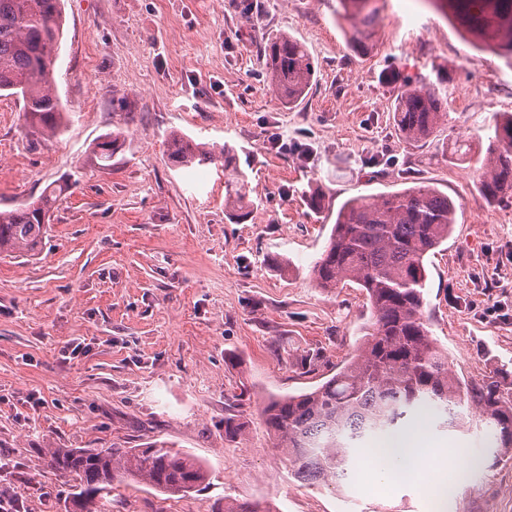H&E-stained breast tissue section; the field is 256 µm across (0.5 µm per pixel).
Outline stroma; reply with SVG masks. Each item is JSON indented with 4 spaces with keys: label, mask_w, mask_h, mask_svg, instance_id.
<instances>
[{
    "label": "stroma",
    "mask_w": 512,
    "mask_h": 512,
    "mask_svg": "<svg viewBox=\"0 0 512 512\" xmlns=\"http://www.w3.org/2000/svg\"><path fill=\"white\" fill-rule=\"evenodd\" d=\"M63 3L53 79L66 128L42 134L21 101L0 96V207L65 188L41 251L0 255V494L18 512H68L76 487L44 467L48 449L159 438L203 461L207 488L164 501L123 482L110 512H224L228 500L271 512H512V453L448 489L455 461L491 443L478 419L392 429L336 490L298 479L261 415L271 397L313 388L356 353L364 292L318 288L311 265L348 199L413 179L457 206L447 243L425 260L433 337L460 380L512 368V200L478 192L493 123L512 113V67L426 0H413L411 23L402 0H377L363 47L338 0ZM282 33L315 67L290 106L265 73L266 42ZM409 79L434 84L448 114L424 142L393 122ZM116 128L125 153L89 165L94 141ZM174 132L234 148L252 189L247 217L225 212L221 167L169 163ZM274 133L302 153L272 148ZM457 142L469 149L461 160ZM315 188L318 212L306 200ZM75 340L85 353L63 359ZM228 415L242 424L233 437ZM401 448L417 456L416 479L378 489L369 461L393 469Z\"/></svg>",
    "instance_id": "35a3bbf8"
}]
</instances>
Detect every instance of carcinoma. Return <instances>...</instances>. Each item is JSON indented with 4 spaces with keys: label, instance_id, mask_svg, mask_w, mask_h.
I'll list each match as a JSON object with an SVG mask.
<instances>
[{
    "label": "carcinoma",
    "instance_id": "1",
    "mask_svg": "<svg viewBox=\"0 0 512 512\" xmlns=\"http://www.w3.org/2000/svg\"><path fill=\"white\" fill-rule=\"evenodd\" d=\"M360 18L362 42L376 16L373 0H339ZM466 31L512 63V0H453ZM64 35L62 0H0V92L23 101L26 121L51 135L68 118L53 81V67ZM266 76L280 100L294 104L312 87L314 65L304 44L273 38L266 50ZM446 118L431 85H409L398 95L393 121L407 140L431 138ZM126 138L117 128L100 137L88 158L112 166ZM168 158L188 167L224 165V210L239 219L251 204V188L229 146H207L170 134ZM479 192L500 202L512 197V114L494 124L483 160ZM62 187L10 210L0 209V254L35 255L49 228L50 211ZM456 208L448 194L422 181L381 195L350 199L339 210L328 245L313 263L311 276L325 290L354 282L371 308L363 344L334 375L297 395L270 399L265 424L306 481L336 485L346 478L359 446L387 431L417 409L428 408L462 426L476 413L497 444L491 465L512 450V372L498 369L462 384L448 367V352L431 335L425 315V258L448 240ZM46 468L78 481L73 500L85 512H101L112 486L133 480L164 495H187L205 487L208 471L198 458L150 439L138 448H51Z\"/></svg>",
    "mask_w": 512,
    "mask_h": 512
}]
</instances>
